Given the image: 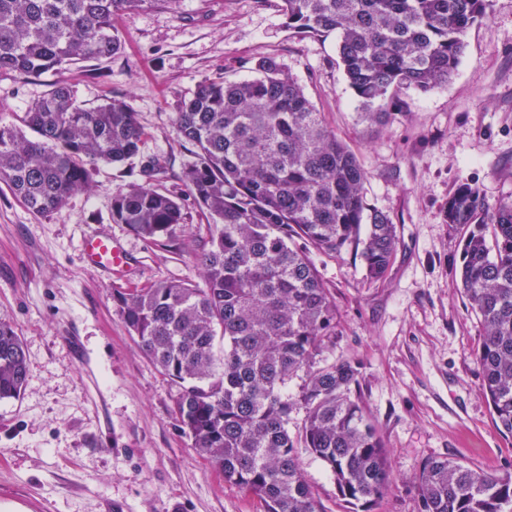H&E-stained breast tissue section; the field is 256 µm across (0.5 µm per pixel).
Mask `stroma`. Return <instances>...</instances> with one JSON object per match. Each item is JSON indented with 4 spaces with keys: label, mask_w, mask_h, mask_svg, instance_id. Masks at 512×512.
Masks as SVG:
<instances>
[{
    "label": "stroma",
    "mask_w": 512,
    "mask_h": 512,
    "mask_svg": "<svg viewBox=\"0 0 512 512\" xmlns=\"http://www.w3.org/2000/svg\"><path fill=\"white\" fill-rule=\"evenodd\" d=\"M123 47L23 80L0 72V126L16 124L53 85L83 104L123 99L145 130L138 158L100 166L90 191L51 215L30 212L0 183V321L25 346L23 396L0 401V512H263L259 500L200 458L175 427L177 386L132 337L115 290L201 281L194 253L205 219L182 181L190 159L174 124L178 100L205 79L253 78L276 57L367 172L364 198L388 215L399 247L385 278H364L353 257L316 256L337 311L336 345L359 369L368 416L389 451L394 484L372 512H419V470L448 458L512 472V437L495 427L480 391L481 325L461 293L460 235L449 196L477 185L489 203L512 202V0H492L471 27L448 84L401 91L378 127L338 65L335 37H298L280 0H181L177 11H128L113 20ZM162 157L156 186L181 200L186 221L159 244L112 221V197L141 182L143 159ZM119 239L132 275L85 265L81 236ZM319 512H350L326 465L300 451Z\"/></svg>",
    "instance_id": "1"
}]
</instances>
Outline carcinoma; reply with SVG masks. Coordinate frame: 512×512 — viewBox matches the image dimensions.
<instances>
[{"label":"carcinoma","mask_w":512,"mask_h":512,"mask_svg":"<svg viewBox=\"0 0 512 512\" xmlns=\"http://www.w3.org/2000/svg\"><path fill=\"white\" fill-rule=\"evenodd\" d=\"M180 0H0V72L26 78L122 48L115 16L176 8ZM286 27L337 37V54L362 118L386 124L403 89L448 83L474 24L491 0H281ZM251 80H203L180 100L174 123L190 145L183 182L206 218L195 254L202 283L160 281L113 293L129 333L178 385L177 429L224 479L265 512H317L296 449L331 470L343 500L374 503L393 475L366 416L357 366L318 364L336 345L337 308L313 254H351L379 281L398 249L396 225L368 207L366 172L279 62L262 57ZM144 130L125 101L95 107L53 86L20 124L0 126V181L32 213L48 215L91 188L102 165L139 155ZM166 161L141 163L144 182L116 190L112 221L163 242L184 223L181 203L155 189ZM447 223L462 231V293L479 319L475 359L498 430L512 437V203L491 205L459 185ZM224 345L223 354L216 352ZM302 371L298 396L286 391ZM29 377L23 342L0 321V401ZM301 432H288L294 407ZM419 512H512V473L496 475L446 458L420 467Z\"/></svg>","instance_id":"carcinoma-1"}]
</instances>
